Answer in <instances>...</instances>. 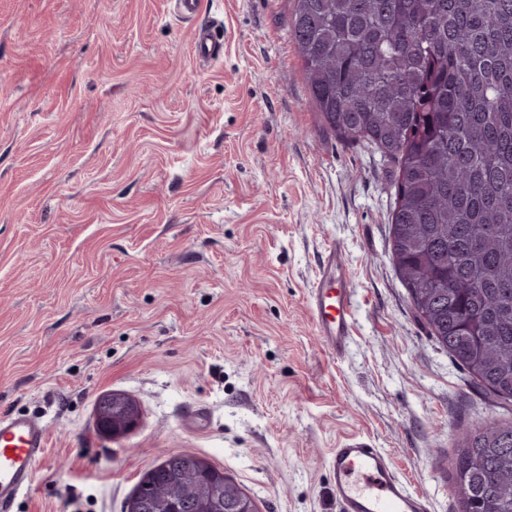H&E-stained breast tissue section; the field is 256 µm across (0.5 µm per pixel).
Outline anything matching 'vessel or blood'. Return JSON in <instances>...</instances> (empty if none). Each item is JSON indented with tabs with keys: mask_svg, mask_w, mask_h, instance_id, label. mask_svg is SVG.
Returning a JSON list of instances; mask_svg holds the SVG:
<instances>
[{
	"mask_svg": "<svg viewBox=\"0 0 512 512\" xmlns=\"http://www.w3.org/2000/svg\"><path fill=\"white\" fill-rule=\"evenodd\" d=\"M222 50L211 30L195 40L201 58L219 56ZM309 308L317 335L331 353L341 354L350 337L351 290L339 247H331L322 261L309 293ZM46 446V431L36 419L0 416V512H9L18 495L31 489L35 466ZM329 465L341 512H428L425 499L409 491L387 455L364 440L347 439L333 450Z\"/></svg>",
	"mask_w": 512,
	"mask_h": 512,
	"instance_id": "b4317fda",
	"label": "vessel or blood"
}]
</instances>
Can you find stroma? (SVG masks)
<instances>
[{"mask_svg": "<svg viewBox=\"0 0 512 512\" xmlns=\"http://www.w3.org/2000/svg\"><path fill=\"white\" fill-rule=\"evenodd\" d=\"M291 6L0 0V414L48 437L13 512H122L182 452L258 512H339L328 460L350 436L458 512V438L512 424L417 319L390 254L398 169L313 111ZM204 23L213 62L193 52ZM336 244L340 356L307 308ZM111 392L140 410L114 439Z\"/></svg>", "mask_w": 512, "mask_h": 512, "instance_id": "obj_1", "label": "stroma"}]
</instances>
